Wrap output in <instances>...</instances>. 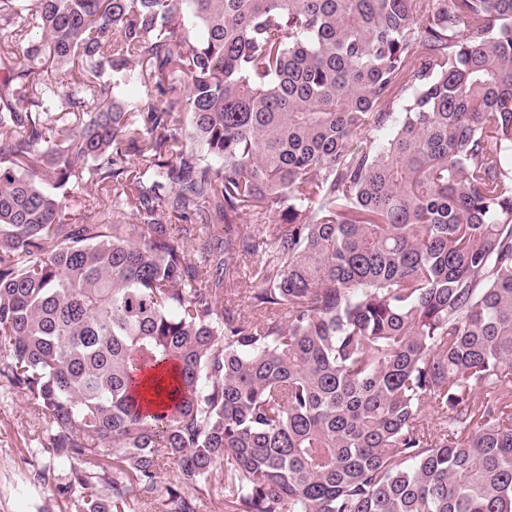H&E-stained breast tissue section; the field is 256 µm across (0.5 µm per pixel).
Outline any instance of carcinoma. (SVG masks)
Masks as SVG:
<instances>
[{"label": "carcinoma", "mask_w": 512, "mask_h": 512, "mask_svg": "<svg viewBox=\"0 0 512 512\" xmlns=\"http://www.w3.org/2000/svg\"><path fill=\"white\" fill-rule=\"evenodd\" d=\"M0 351L75 512H512V0H0Z\"/></svg>", "instance_id": "1"}]
</instances>
